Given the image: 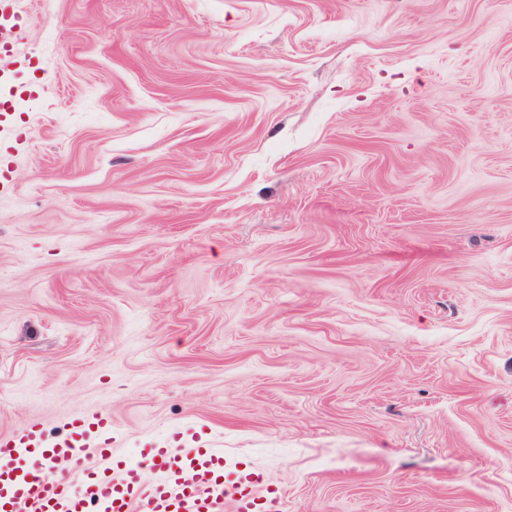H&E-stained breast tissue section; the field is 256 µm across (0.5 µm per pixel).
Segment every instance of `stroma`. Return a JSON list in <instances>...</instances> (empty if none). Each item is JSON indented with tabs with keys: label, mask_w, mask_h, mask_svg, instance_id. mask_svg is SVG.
Wrapping results in <instances>:
<instances>
[{
	"label": "stroma",
	"mask_w": 512,
	"mask_h": 512,
	"mask_svg": "<svg viewBox=\"0 0 512 512\" xmlns=\"http://www.w3.org/2000/svg\"><path fill=\"white\" fill-rule=\"evenodd\" d=\"M0 436L210 432L281 512H512V0H16Z\"/></svg>",
	"instance_id": "obj_1"
}]
</instances>
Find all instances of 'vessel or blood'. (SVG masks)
Here are the masks:
<instances>
[{
	"instance_id": "b4317fda",
	"label": "vessel or blood",
	"mask_w": 512,
	"mask_h": 512,
	"mask_svg": "<svg viewBox=\"0 0 512 512\" xmlns=\"http://www.w3.org/2000/svg\"><path fill=\"white\" fill-rule=\"evenodd\" d=\"M9 4L0 0V61L22 22ZM111 454L112 420L100 413L72 419L62 436L33 422L1 438L0 512H280L278 491L262 486L259 476L225 477L224 451L204 434L189 448L141 449L134 465L86 464Z\"/></svg>"
}]
</instances>
